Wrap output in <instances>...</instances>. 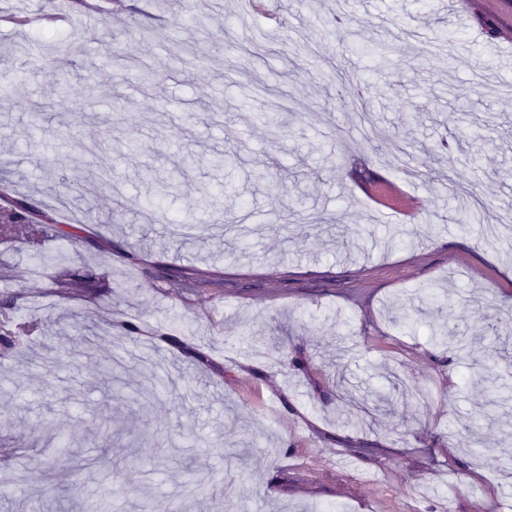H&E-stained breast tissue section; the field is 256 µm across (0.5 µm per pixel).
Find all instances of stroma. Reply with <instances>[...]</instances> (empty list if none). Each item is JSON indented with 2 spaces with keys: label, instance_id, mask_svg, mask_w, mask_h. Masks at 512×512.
Masks as SVG:
<instances>
[{
  "label": "stroma",
  "instance_id": "obj_1",
  "mask_svg": "<svg viewBox=\"0 0 512 512\" xmlns=\"http://www.w3.org/2000/svg\"><path fill=\"white\" fill-rule=\"evenodd\" d=\"M21 2L25 27L0 11V211L43 232L0 241V302L36 325L0 346V446L32 461L0 512L119 469L134 512L144 478L123 456L172 442L218 493L170 478L153 512H512V330L493 320L512 311V245L485 238L512 213V0H134L96 25L71 0ZM89 156L120 189L95 214L59 187ZM186 269L224 285L162 289ZM441 325L467 358L434 342ZM150 366L175 384L164 401L141 395ZM105 447L111 469L89 468Z\"/></svg>",
  "mask_w": 512,
  "mask_h": 512
}]
</instances>
